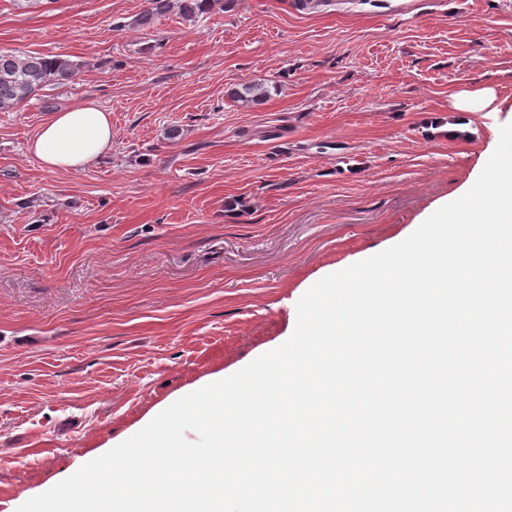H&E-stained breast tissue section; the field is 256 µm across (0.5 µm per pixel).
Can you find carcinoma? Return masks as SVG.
Wrapping results in <instances>:
<instances>
[{"label":"carcinoma","instance_id":"1","mask_svg":"<svg viewBox=\"0 0 512 512\" xmlns=\"http://www.w3.org/2000/svg\"><path fill=\"white\" fill-rule=\"evenodd\" d=\"M222 0H150L139 17L142 26H151L157 18L175 13L184 22L194 23L213 10ZM78 65L62 55L24 54L0 50V112H10L20 103L37 95L47 86H61L72 81ZM269 96L260 83H244L229 92L233 101L245 106L257 104Z\"/></svg>","mask_w":512,"mask_h":512}]
</instances>
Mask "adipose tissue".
Masks as SVG:
<instances>
[{
  "label": "adipose tissue",
  "mask_w": 512,
  "mask_h": 512,
  "mask_svg": "<svg viewBox=\"0 0 512 512\" xmlns=\"http://www.w3.org/2000/svg\"><path fill=\"white\" fill-rule=\"evenodd\" d=\"M27 149L47 172L82 170L111 152L112 117L96 102H84L55 113Z\"/></svg>",
  "instance_id": "1"
}]
</instances>
